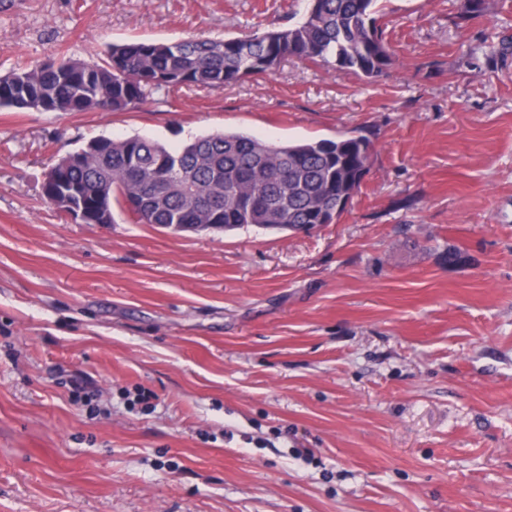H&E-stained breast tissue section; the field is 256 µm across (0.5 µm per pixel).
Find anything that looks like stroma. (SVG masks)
<instances>
[{"instance_id": "obj_1", "label": "stroma", "mask_w": 512, "mask_h": 512, "mask_svg": "<svg viewBox=\"0 0 512 512\" xmlns=\"http://www.w3.org/2000/svg\"><path fill=\"white\" fill-rule=\"evenodd\" d=\"M463 3L380 0L375 81L291 59L129 112L0 109V512H512V0ZM306 9L0 0V76ZM213 131L375 154L307 234L82 224L42 196L89 140Z\"/></svg>"}]
</instances>
